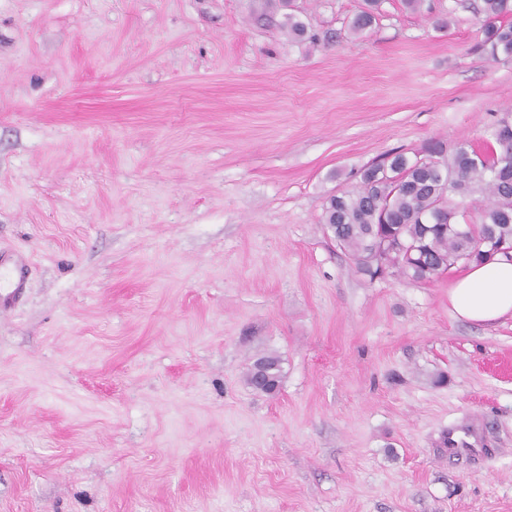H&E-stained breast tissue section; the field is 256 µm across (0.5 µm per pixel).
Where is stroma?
Listing matches in <instances>:
<instances>
[{
  "mask_svg": "<svg viewBox=\"0 0 512 512\" xmlns=\"http://www.w3.org/2000/svg\"><path fill=\"white\" fill-rule=\"evenodd\" d=\"M471 0H0V512H512V318L369 279L329 195L512 113ZM274 353L272 395L244 381ZM481 415L485 461L449 462ZM27 264L22 259H11L0 252V309L11 307L22 294L27 279Z\"/></svg>",
  "mask_w": 512,
  "mask_h": 512,
  "instance_id": "1",
  "label": "stroma"
}]
</instances>
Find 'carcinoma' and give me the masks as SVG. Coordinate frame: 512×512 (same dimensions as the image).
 <instances>
[{
  "instance_id": "carcinoma-1",
  "label": "carcinoma",
  "mask_w": 512,
  "mask_h": 512,
  "mask_svg": "<svg viewBox=\"0 0 512 512\" xmlns=\"http://www.w3.org/2000/svg\"><path fill=\"white\" fill-rule=\"evenodd\" d=\"M379 5V0H366L350 29L362 33L370 28ZM478 10L488 21L485 42L492 55L511 56L512 24L496 21L512 16V0H482ZM282 28L293 39L307 32L306 24L291 13ZM492 139L495 145L485 151L467 142L448 154L436 147L433 163L403 153L371 163L362 170L358 186L327 198V230L371 278L373 245L382 236L389 239L392 274L416 281H432L461 262L497 254L512 259V127L500 121ZM469 209L477 213L476 221L458 222ZM257 362L266 365L269 381L260 384L248 371L246 383L258 392L275 393L282 378L280 357L267 354Z\"/></svg>"
}]
</instances>
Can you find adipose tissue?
<instances>
[{
  "mask_svg": "<svg viewBox=\"0 0 512 512\" xmlns=\"http://www.w3.org/2000/svg\"><path fill=\"white\" fill-rule=\"evenodd\" d=\"M449 299L455 314L471 323L491 325L512 317V262L497 256L469 264Z\"/></svg>",
  "mask_w": 512,
  "mask_h": 512,
  "instance_id": "1",
  "label": "adipose tissue"
}]
</instances>
